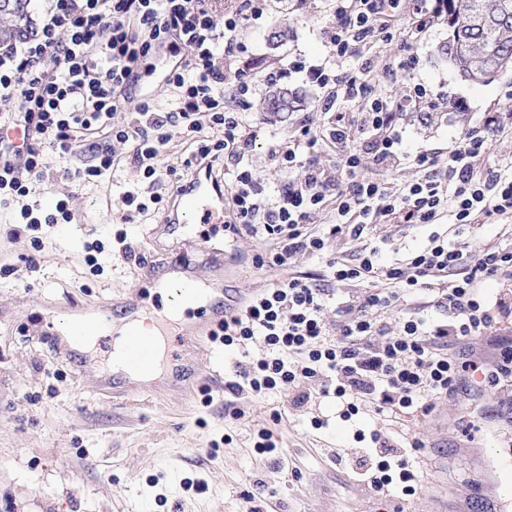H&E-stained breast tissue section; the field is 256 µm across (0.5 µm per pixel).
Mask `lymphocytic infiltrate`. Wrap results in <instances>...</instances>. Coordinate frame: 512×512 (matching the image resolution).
<instances>
[{
	"mask_svg": "<svg viewBox=\"0 0 512 512\" xmlns=\"http://www.w3.org/2000/svg\"><path fill=\"white\" fill-rule=\"evenodd\" d=\"M48 2L32 37L0 46V95L17 101L14 111L0 114V207L19 204L22 222L33 229L71 223L65 201L50 212L27 202L34 181L45 176L44 147L62 158L78 156L77 165L63 169L69 178L96 181L128 161L152 184L160 179L159 157L172 132H197L198 115L207 113L224 136L200 143L184 164L210 169L224 159L233 165L225 243L242 236L264 243L252 257L258 268H282L298 255L324 258L331 280L364 290L337 303L339 320L333 326L325 318L329 289L297 275L225 317L216 333L225 348L243 350L257 343L263 349L256 361L238 365L235 381L227 385L232 394L258 399L274 390L294 391L304 404L310 399L304 387L317 378L321 395L334 397L340 418L348 420L363 410L429 411L434 399L455 392L463 372L478 369L476 362L448 357L444 348L488 335L493 310L512 308L511 289L492 300L480 292L482 283L512 278V245L469 252L456 238L477 224L512 226V156L492 150L493 141L512 135V90L462 131L442 162L429 152L411 156L401 149L396 117L431 103L424 86L394 100L369 93L368 63L341 74L299 60L285 69L271 68L265 81H277L289 69L326 88L324 109L344 99L366 100L361 111L337 113L329 127L302 122L296 135L272 147L289 179L271 199L263 195L258 174L244 164L252 147L244 111L255 80L235 67V32L262 15L264 0H238L220 24L214 0ZM445 8L444 0H336L331 42L342 57L391 38L401 9L411 18L407 35L416 40ZM163 50L176 59L163 77L177 93L169 112L161 111L152 95L136 92L142 65ZM48 56L57 60L56 70L43 68ZM229 68L236 71V83L228 94L224 72ZM130 104L135 120L115 123V114ZM101 132L112 144L95 141ZM119 143L130 144V151L118 154ZM320 143L340 155L337 170L314 158ZM411 161L422 177L397 188L361 174L368 166L389 171ZM324 208L332 210V222L313 229L311 214ZM381 224H421L432 232L402 260L387 263L369 242ZM339 239L360 247L347 257L332 256L330 248ZM406 297L420 305L390 330L383 315ZM357 439L369 441L377 457L375 466L361 472L375 496L394 490L415 494L418 478L407 457L422 447L419 437L399 445L375 432Z\"/></svg>",
	"mask_w": 512,
	"mask_h": 512,
	"instance_id": "obj_1",
	"label": "lymphocytic infiltrate"
}]
</instances>
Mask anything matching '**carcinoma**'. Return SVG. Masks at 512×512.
<instances>
[{"mask_svg":"<svg viewBox=\"0 0 512 512\" xmlns=\"http://www.w3.org/2000/svg\"><path fill=\"white\" fill-rule=\"evenodd\" d=\"M12 24L0 25V45L21 40L31 33L30 0H8ZM451 39L444 54L469 81L485 84L502 69L512 68V0H446ZM298 99L281 88L263 102L272 113L293 112Z\"/></svg>","mask_w":512,"mask_h":512,"instance_id":"cac0c4a2","label":"carcinoma"}]
</instances>
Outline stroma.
<instances>
[{
	"mask_svg": "<svg viewBox=\"0 0 512 512\" xmlns=\"http://www.w3.org/2000/svg\"><path fill=\"white\" fill-rule=\"evenodd\" d=\"M334 22L331 0H268L262 16L237 33L241 64L260 76L271 63L298 57L342 73L357 70L367 57L379 65L370 76L373 91L399 98L415 85L426 86L439 96L435 110L399 119L402 147L412 156L447 152L462 129L512 87V69L483 85L460 76L443 52L447 16L436 18L420 41L399 35L359 58L336 56L329 39ZM280 30L286 39L273 40ZM407 57L415 60L412 69L384 74L383 64ZM282 83L300 99L299 110L264 114L269 86L261 81L249 98L253 146L244 162L268 193L288 178L270 146L287 140L301 121L325 126L333 119L321 109L324 90L303 74L288 72ZM452 99L466 101L468 111L450 110ZM200 122L197 137L174 134L162 152L163 203L131 222L121 220L127 212L121 195L144 190L138 168L127 164L103 180L81 183L62 176L63 161L50 149L45 162L52 176L37 184L39 200L47 209L67 201L73 221L33 230L0 211V512H428L438 489L468 487L476 471L463 447L486 446L488 427L512 414V381L483 389L477 400L470 382L461 381L427 415L372 412L345 422L335 399L317 394L301 407L276 391L259 399L228 394L223 402L210 401L212 368L189 342L172 345L169 353L192 395L180 394L166 372L146 396L116 397L108 372L87 370L83 355L56 337L59 318L80 316L113 297L133 294L149 311H161V295L151 292V279L138 277V267L179 262L207 274L201 249L164 228L184 159L200 140L223 135L208 117ZM430 232L427 226L382 224L375 242L393 261ZM124 238L137 243L134 257L124 256ZM254 250V240L244 236L224 252V285L246 297L263 293L289 271L315 280L325 274L324 262L310 256L298 257L286 271L256 268ZM275 411L281 420L272 419ZM315 416L327 427L313 428ZM263 427L279 440V455L255 451ZM359 430L396 442L410 435L422 439L423 448L409 455L419 477L414 497L394 493L381 500L368 490L350 466L364 449L355 438ZM340 455L346 464H337Z\"/></svg>",
	"mask_w": 512,
	"mask_h": 512,
	"instance_id": "35a3bbf8",
	"label": "stroma"
}]
</instances>
